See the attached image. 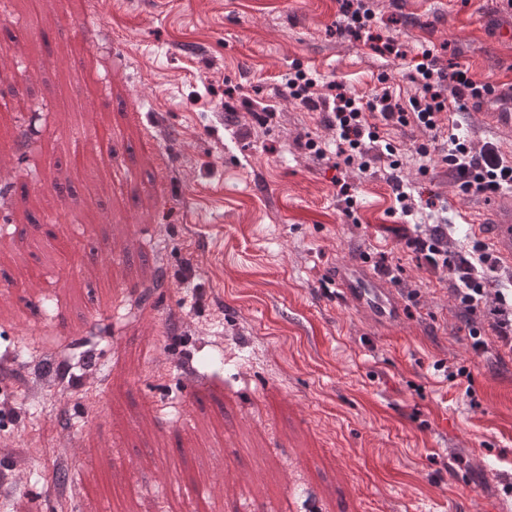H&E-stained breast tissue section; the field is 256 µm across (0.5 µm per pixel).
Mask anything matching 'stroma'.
I'll use <instances>...</instances> for the list:
<instances>
[{
  "label": "stroma",
  "instance_id": "35a3bbf8",
  "mask_svg": "<svg viewBox=\"0 0 512 512\" xmlns=\"http://www.w3.org/2000/svg\"><path fill=\"white\" fill-rule=\"evenodd\" d=\"M369 5L370 41L336 0H45L34 19L0 0V104L33 105L0 138V512L201 493L214 512H512V351H473L453 276L406 246L385 160L345 166L326 113L284 92L301 69L325 96L404 103L423 47L510 84L512 6ZM439 125L512 144L472 106ZM379 134L457 253L478 239L463 214L512 205L463 194L433 132ZM90 203L110 222L80 224ZM125 237L137 251L111 255ZM355 260L392 268L396 317L342 297Z\"/></svg>",
  "mask_w": 512,
  "mask_h": 512
}]
</instances>
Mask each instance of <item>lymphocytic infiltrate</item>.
I'll list each match as a JSON object with an SVG mask.
<instances>
[{"label":"lymphocytic infiltrate","mask_w":512,"mask_h":512,"mask_svg":"<svg viewBox=\"0 0 512 512\" xmlns=\"http://www.w3.org/2000/svg\"><path fill=\"white\" fill-rule=\"evenodd\" d=\"M408 78L417 85L419 92L404 104L394 101L387 92L366 102L339 92L328 103L316 92L315 80L302 72L288 79L287 85L291 97L308 110L315 111L324 104H331L338 152L343 155L346 165L355 164L363 169L367 166V145L380 142L376 126L366 119L367 113H378L388 126H416L433 131L444 110L454 106L461 108L468 102L481 105L484 97L495 90L491 83L473 80L463 68L450 71L440 68L437 57L427 49L422 51L420 62ZM383 145L380 155L388 162V182L399 205V216L405 223L414 224L408 187L396 174L399 167L397 148L389 142ZM441 160L455 172L464 192L512 189V163L506 162L499 151L489 146L476 149L467 139L455 136L443 148ZM414 226L415 235L409 238L408 246L418 258L432 270L451 267L457 273L454 295L470 327L473 350L480 353L487 347L480 329L484 323L502 346L512 349V289L499 288L492 293L487 290L488 283L498 271L492 248L486 243H478L470 260L457 265L448 255L444 225Z\"/></svg>","instance_id":"obj_1"}]
</instances>
